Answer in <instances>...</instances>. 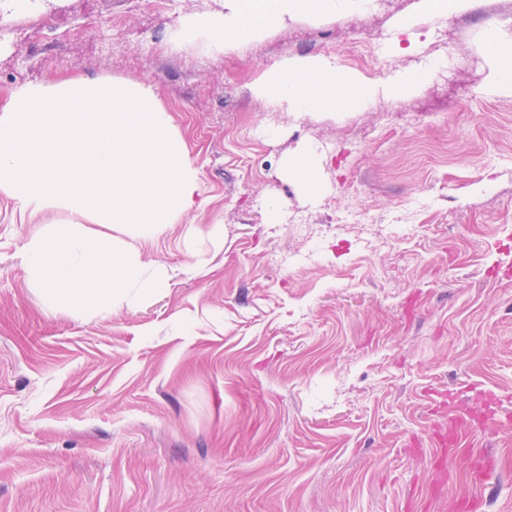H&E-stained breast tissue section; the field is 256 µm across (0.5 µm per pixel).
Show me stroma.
Masks as SVG:
<instances>
[{"label": "stroma", "mask_w": 512, "mask_h": 512, "mask_svg": "<svg viewBox=\"0 0 512 512\" xmlns=\"http://www.w3.org/2000/svg\"><path fill=\"white\" fill-rule=\"evenodd\" d=\"M427 2L293 14L221 52L185 27L226 0L0 13V109L26 86L144 87L203 202L137 244L165 286L101 318L50 307L25 272L29 238L69 212L0 194V512H512V426L473 427L447 481L429 474L431 395L512 410V89L488 53L512 47V0ZM364 30L391 69L350 63ZM451 38L480 67L442 80L426 63ZM324 57L371 103L299 114L257 92ZM306 151L314 197L292 168Z\"/></svg>", "instance_id": "stroma-1"}]
</instances>
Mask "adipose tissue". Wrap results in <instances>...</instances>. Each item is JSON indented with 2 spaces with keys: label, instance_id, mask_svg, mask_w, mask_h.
Segmentation results:
<instances>
[{
  "label": "adipose tissue",
  "instance_id": "1",
  "mask_svg": "<svg viewBox=\"0 0 512 512\" xmlns=\"http://www.w3.org/2000/svg\"><path fill=\"white\" fill-rule=\"evenodd\" d=\"M228 13L192 20L190 33L206 34L212 47L223 49L227 39L244 31L282 22L288 14L310 12L325 7L338 10L350 6L351 0H227ZM273 100L290 103L295 111L317 112L335 108L339 100L354 95L362 100L370 88L339 71L330 60L299 62L287 66L261 87Z\"/></svg>",
  "mask_w": 512,
  "mask_h": 512
}]
</instances>
